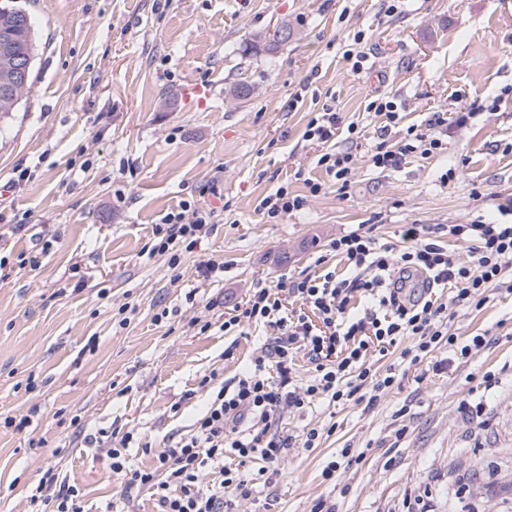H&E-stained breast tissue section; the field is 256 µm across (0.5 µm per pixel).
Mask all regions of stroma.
<instances>
[{"label": "stroma", "mask_w": 512, "mask_h": 512, "mask_svg": "<svg viewBox=\"0 0 512 512\" xmlns=\"http://www.w3.org/2000/svg\"><path fill=\"white\" fill-rule=\"evenodd\" d=\"M17 2L37 51L33 85L0 125V512H35L27 489L48 472L78 485L87 512H156L149 490L124 497L99 442L132 433V470L191 434L211 402L201 378L242 373L265 340L223 328L253 289L315 272L323 254L345 274L328 244L362 224L395 241L405 224H474L512 207V0ZM284 21L287 44L242 53ZM359 32L367 60L355 73L344 53ZM375 95L397 103L398 124L367 111ZM330 100L364 132L346 196L327 190L266 223L258 206L271 191L325 180L323 147L302 134ZM435 112L471 118L449 127L442 152L372 166L381 133L399 140ZM19 164L33 177L17 189ZM186 201L219 215L173 271L143 247ZM213 256L224 271L203 280ZM126 303L136 312L123 326ZM448 329L498 339L464 362L442 352L404 368L373 407L283 411L285 432L327 434L289 448L281 475L234 512H313L320 500L330 512H512V282ZM7 417L29 423L7 428ZM345 448L363 461L324 480Z\"/></svg>", "instance_id": "35a3bbf8"}]
</instances>
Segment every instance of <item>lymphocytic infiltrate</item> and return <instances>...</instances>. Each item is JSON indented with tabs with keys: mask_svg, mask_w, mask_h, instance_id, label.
<instances>
[{
	"mask_svg": "<svg viewBox=\"0 0 512 512\" xmlns=\"http://www.w3.org/2000/svg\"><path fill=\"white\" fill-rule=\"evenodd\" d=\"M469 119L466 112L451 118L443 112L432 113L425 127L407 128L396 144L379 142L369 160L374 167L388 169L399 167L414 152L435 153L442 149L449 125L461 127ZM342 127L349 139L359 138L357 125L342 124L330 104L308 121L304 139L327 147L316 159L327 180H307L305 196L278 187L259 205L267 222L303 210L308 196L327 188L345 192L358 156L349 148H330ZM216 216L212 208L184 203L160 218L145 253L166 258L168 267L177 269L184 253L193 251L212 232ZM444 232L470 242L469 264L458 263L449 254L440 240ZM329 248L345 261L347 274L325 269L253 289L241 313L225 320L228 333L247 323L272 328L274 335L247 371L219 388L189 437L156 451L149 468L129 472L125 497L146 488L152 491L158 512H231L233 502L227 492L250 493V480L241 464L261 460L258 474L263 477L279 473L284 463L292 437L278 427V412L300 411L321 398L340 403L358 396L372 404L394 387L395 367L382 372L373 368L370 346L384 353L402 338L411 337L413 345L402 349L400 358L416 365L444 349L464 360L493 344V337L486 333L465 340L449 333L448 309L484 306L490 288L512 270L511 223L407 224L397 244L378 242L369 232L357 229L333 239ZM448 284L453 287L450 302L438 301L434 288ZM286 295L300 301L301 310L287 313L282 302ZM301 349L307 351L315 375L299 387L292 370L294 356ZM272 371L278 381H270ZM229 458L238 460V467L226 466ZM207 466L218 469L219 480L204 488L199 474ZM29 498L36 512H85L79 488L58 481L49 472L31 487Z\"/></svg>",
	"mask_w": 512,
	"mask_h": 512,
	"instance_id": "obj_1",
	"label": "lymphocytic infiltrate"
}]
</instances>
